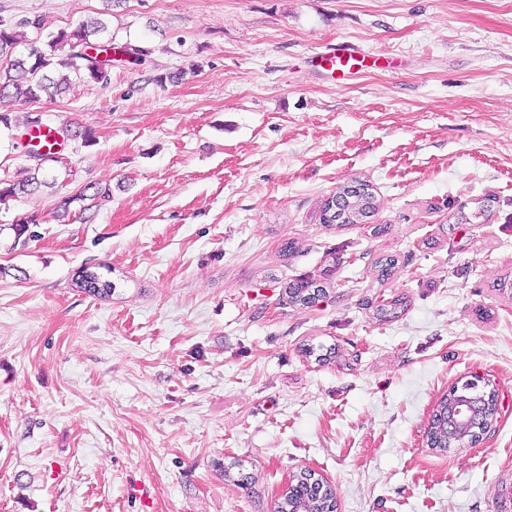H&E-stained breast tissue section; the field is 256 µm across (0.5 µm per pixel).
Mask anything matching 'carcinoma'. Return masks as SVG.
Returning <instances> with one entry per match:
<instances>
[{
    "mask_svg": "<svg viewBox=\"0 0 512 512\" xmlns=\"http://www.w3.org/2000/svg\"><path fill=\"white\" fill-rule=\"evenodd\" d=\"M41 28L38 20L25 21L19 26H5L0 24V59H9L6 67H0V96L11 91L17 97L34 99L43 93L50 97L62 93L68 85V77L63 74L58 78L51 74L62 69L83 72L97 83L106 84L109 80V70L112 60L98 61L92 66H82V57L77 51L82 46L97 47V51L109 53L111 51H126L113 43L105 36L107 27L99 19L79 24L73 31H60L56 34L48 33L45 39L31 40L18 27ZM27 43V54L23 57H13L16 46ZM43 164L39 163L28 170V175L17 182L0 185V203L15 199L22 195H33L48 185V180L39 177ZM339 194L345 196L342 223L353 224L360 221L366 213H375L379 204L373 193L358 194L341 188ZM397 262L391 256L380 257L374 262V268L379 280L390 278L396 268ZM323 287L302 283L289 289V301L295 305L307 306L315 297L313 293L322 292ZM476 389V385L466 381L461 386L452 388L442 397L432 414L427 431V442L430 447L446 451L459 445L463 440H473L478 437L470 421H461L453 431H448V412L452 411L457 395L465 391ZM335 506L333 495L321 492L320 484L303 482L300 491L284 499L281 512H331Z\"/></svg>",
    "mask_w": 512,
    "mask_h": 512,
    "instance_id": "obj_1",
    "label": "carcinoma"
}]
</instances>
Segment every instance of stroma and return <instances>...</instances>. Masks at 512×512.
<instances>
[{"label":"stroma","mask_w":512,"mask_h":512,"mask_svg":"<svg viewBox=\"0 0 512 512\" xmlns=\"http://www.w3.org/2000/svg\"><path fill=\"white\" fill-rule=\"evenodd\" d=\"M34 18L101 19L145 56L105 85L0 97L2 182L33 165L12 145L27 119L74 132L54 188L0 204V512H275L306 469L338 512H498L512 0H0L1 23ZM336 44L376 66L336 82L312 62ZM354 178L378 211L322 223ZM94 184L110 198L56 219ZM85 269L110 296L77 286ZM307 279L324 295L291 304ZM383 298L399 318L376 319ZM473 377L496 421L429 448L437 402Z\"/></svg>","instance_id":"1"}]
</instances>
